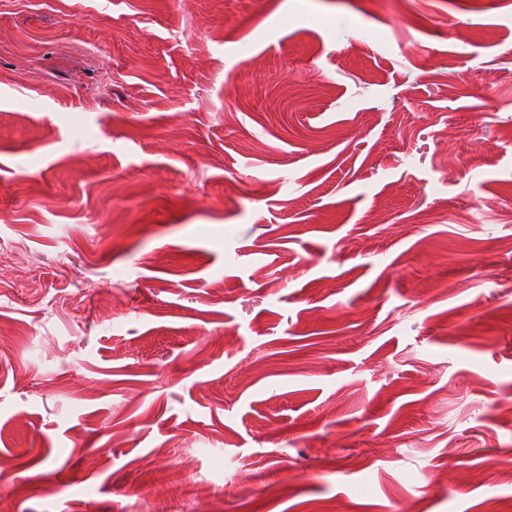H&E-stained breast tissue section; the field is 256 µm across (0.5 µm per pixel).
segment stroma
<instances>
[{"label":"stroma","mask_w":512,"mask_h":512,"mask_svg":"<svg viewBox=\"0 0 512 512\" xmlns=\"http://www.w3.org/2000/svg\"><path fill=\"white\" fill-rule=\"evenodd\" d=\"M481 2L0 0V512L512 503Z\"/></svg>","instance_id":"stroma-1"}]
</instances>
